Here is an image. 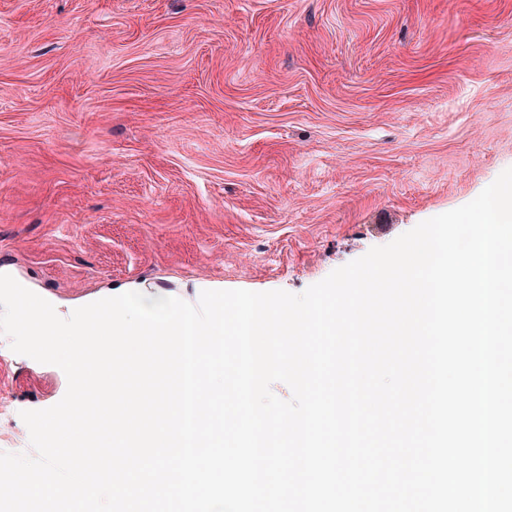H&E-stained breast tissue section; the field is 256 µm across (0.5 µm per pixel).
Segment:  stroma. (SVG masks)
Returning <instances> with one entry per match:
<instances>
[{"label":"stroma","instance_id":"stroma-1","mask_svg":"<svg viewBox=\"0 0 512 512\" xmlns=\"http://www.w3.org/2000/svg\"><path fill=\"white\" fill-rule=\"evenodd\" d=\"M512 168V0H0V273L60 317L294 294ZM57 366L0 361V452Z\"/></svg>","mask_w":512,"mask_h":512}]
</instances>
